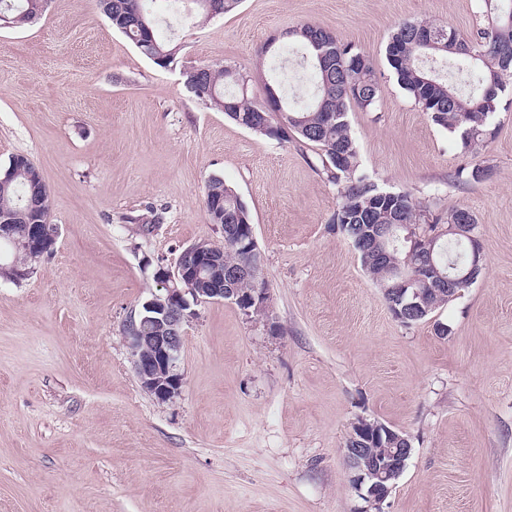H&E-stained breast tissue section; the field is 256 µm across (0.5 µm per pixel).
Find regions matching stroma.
<instances>
[{"label": "stroma", "mask_w": 512, "mask_h": 512, "mask_svg": "<svg viewBox=\"0 0 512 512\" xmlns=\"http://www.w3.org/2000/svg\"><path fill=\"white\" fill-rule=\"evenodd\" d=\"M150 8L180 48L173 67L97 0H51L38 22L0 27V171L28 156L59 228L27 279H0V512H362L342 454L361 417L411 438L382 512H512V90L495 138L469 153L385 57L404 21L473 36L489 22L480 0H241L204 25L166 0ZM304 23L376 69L375 110L348 114L362 172L431 217L477 218L480 277L422 321L393 317L337 231L317 147L255 134L183 85V67L221 63L264 99L275 76L260 48ZM474 166L488 176L456 180ZM213 176L249 211L269 313L197 305L182 387L161 402L123 327L159 265L222 242L204 204ZM151 210L146 231L134 219Z\"/></svg>", "instance_id": "35a3bbf8"}]
</instances>
